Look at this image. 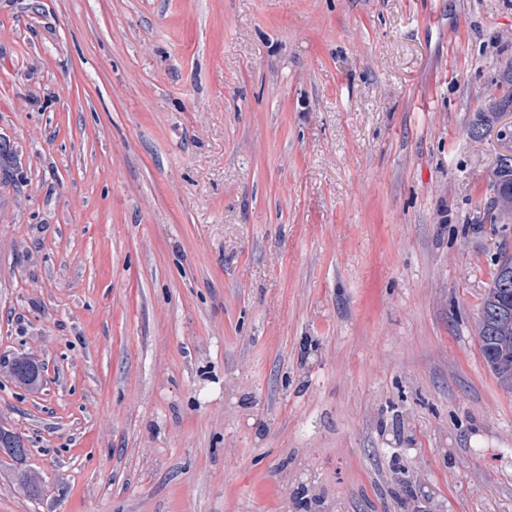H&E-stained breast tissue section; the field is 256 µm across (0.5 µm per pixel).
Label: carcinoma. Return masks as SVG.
I'll return each mask as SVG.
<instances>
[{
    "label": "carcinoma",
    "mask_w": 512,
    "mask_h": 512,
    "mask_svg": "<svg viewBox=\"0 0 512 512\" xmlns=\"http://www.w3.org/2000/svg\"><path fill=\"white\" fill-rule=\"evenodd\" d=\"M512 107V88L492 99L490 111L484 113V125L498 120V116ZM493 197L484 208L485 220L503 224L512 218V158L499 157L492 185ZM477 331L485 362L498 383L512 389V255L502 248L492 286L485 293L477 318ZM14 381L31 391L39 388L42 378L39 366L29 357L17 354L0 363ZM21 437L0 427V449L13 461L26 459L27 452ZM16 480L29 495L41 493V479L27 471L16 472Z\"/></svg>",
    "instance_id": "obj_1"
}]
</instances>
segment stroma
Here are the masks:
<instances>
[{
  "instance_id": "35a3bbf8",
  "label": "stroma",
  "mask_w": 512,
  "mask_h": 512,
  "mask_svg": "<svg viewBox=\"0 0 512 512\" xmlns=\"http://www.w3.org/2000/svg\"><path fill=\"white\" fill-rule=\"evenodd\" d=\"M511 79L512 0H0V512H512ZM493 197L484 208L485 220L490 224H505L512 218V158L501 155L495 168ZM477 331L488 368L501 386L512 389V255L507 246L482 299ZM14 381L27 390H37L41 384L39 366L24 354H17L8 360L0 361ZM24 447V442L18 434L0 427V453L2 448L3 454L9 459L17 462L23 461L27 457L28 450L22 452L13 448Z\"/></svg>"
}]
</instances>
